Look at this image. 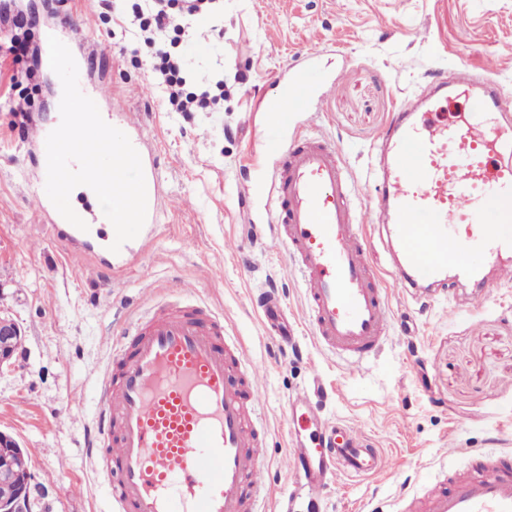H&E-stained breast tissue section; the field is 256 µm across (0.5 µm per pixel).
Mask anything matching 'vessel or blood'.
Masks as SVG:
<instances>
[{"label": "vessel or blood", "instance_id": "obj_1", "mask_svg": "<svg viewBox=\"0 0 512 512\" xmlns=\"http://www.w3.org/2000/svg\"><path fill=\"white\" fill-rule=\"evenodd\" d=\"M319 45L303 47L282 99L268 102L271 123L287 128L298 112L316 113L328 81L314 67ZM465 99L467 113L447 115L443 102ZM274 170L255 166L246 196L265 199L270 241L285 251L301 279L305 319L317 344L360 369L385 346L392 326L388 291L370 255L383 248L388 275L401 292L446 290L449 278L471 282L481 299L487 268L512 275V104L460 60L434 73L405 99L376 145L373 191L360 189L338 148L312 133H293L270 147ZM141 161L147 223L158 206V174ZM87 230L62 216L56 234L83 261L101 243L92 211ZM380 234L370 238L365 228ZM259 308L280 348L296 343V327L279 297ZM259 370L239 344L225 340L224 320L194 298L156 305L123 333L99 389L88 442L105 473L117 512H256L267 490L261 453L265 432ZM330 393L319 372L288 399L287 505L322 512L324 492L339 478H365L385 466L359 430L323 416ZM471 473L425 486L404 512H512V453L472 454Z\"/></svg>", "mask_w": 512, "mask_h": 512}]
</instances>
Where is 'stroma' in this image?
<instances>
[{
    "label": "stroma",
    "instance_id": "stroma-1",
    "mask_svg": "<svg viewBox=\"0 0 512 512\" xmlns=\"http://www.w3.org/2000/svg\"><path fill=\"white\" fill-rule=\"evenodd\" d=\"M221 3L215 25L181 43L197 81L223 72L218 112L169 111L150 84L151 50L136 36L129 0H13L0 15V42L16 37L28 47L20 61L0 59V86L10 91L0 103V315L25 332L0 374V430L30 452L32 512H110L108 480L87 447L99 383L130 320L183 284L223 316L227 336L261 369L273 495L289 483L281 466L287 400L314 368L335 390L328 415L359 425L389 463L331 486L326 512H400V492L466 468L473 452L512 451V283L480 306L464 282L427 302L392 291L390 339L352 374L302 325L299 278L282 253L252 241L259 203L239 198L247 158L272 134L257 106L287 83L303 46L322 45L317 66L334 86L314 124L300 113L292 127L334 141L362 181L396 107L433 71L459 58L488 62L512 97V0ZM61 24L89 45L77 65L108 85L99 110L150 151L160 181L153 231L118 253L99 251L92 265L72 256L38 212L34 149L25 142L28 124L60 122L62 84L44 59L45 35ZM106 259L118 276H106ZM268 288L300 322L298 352H282L260 319L255 298Z\"/></svg>",
    "mask_w": 512,
    "mask_h": 512
}]
</instances>
